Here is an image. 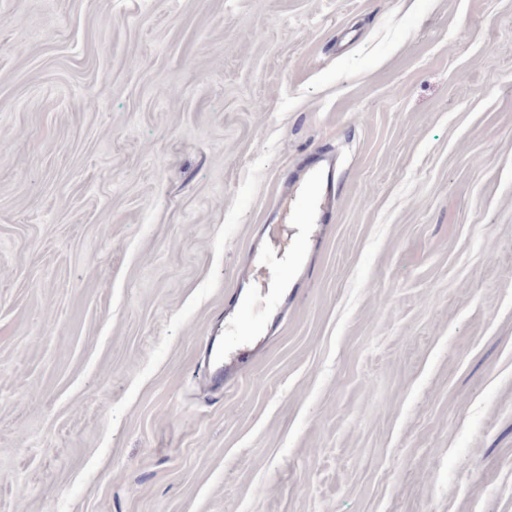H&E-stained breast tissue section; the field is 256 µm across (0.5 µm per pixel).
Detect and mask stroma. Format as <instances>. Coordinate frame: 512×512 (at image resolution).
<instances>
[{
    "label": "stroma",
    "instance_id": "stroma-1",
    "mask_svg": "<svg viewBox=\"0 0 512 512\" xmlns=\"http://www.w3.org/2000/svg\"><path fill=\"white\" fill-rule=\"evenodd\" d=\"M319 150L310 275L213 392ZM0 512H512V0H0ZM336 210V193L322 166L304 168L290 180L277 204V224H264L262 238L239 268L224 316L211 328L207 374L211 388L226 392L237 384L288 312L290 281L304 273L308 254L320 243L325 222ZM279 262L275 277L272 260ZM273 288L274 301L261 311L258 292Z\"/></svg>",
    "mask_w": 512,
    "mask_h": 512
}]
</instances>
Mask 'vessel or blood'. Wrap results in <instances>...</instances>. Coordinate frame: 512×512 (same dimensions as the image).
Segmentation results:
<instances>
[{"mask_svg":"<svg viewBox=\"0 0 512 512\" xmlns=\"http://www.w3.org/2000/svg\"><path fill=\"white\" fill-rule=\"evenodd\" d=\"M336 209V194L326 185L323 169L304 168L288 182L277 204L276 223L239 268L224 315L212 327L207 374L214 391L231 389L264 349L288 311L291 280L304 273L308 254L320 243L325 222ZM269 288L274 300L259 306L258 292Z\"/></svg>","mask_w":512,"mask_h":512,"instance_id":"1","label":"vessel or blood"}]
</instances>
